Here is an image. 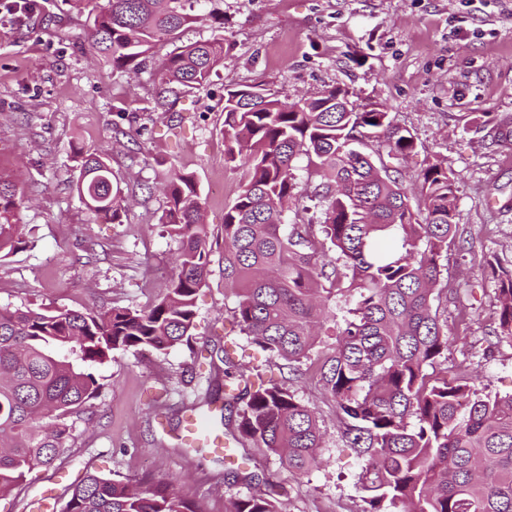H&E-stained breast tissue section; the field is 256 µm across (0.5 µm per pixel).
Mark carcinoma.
<instances>
[{
    "instance_id": "1",
    "label": "carcinoma",
    "mask_w": 512,
    "mask_h": 512,
    "mask_svg": "<svg viewBox=\"0 0 512 512\" xmlns=\"http://www.w3.org/2000/svg\"><path fill=\"white\" fill-rule=\"evenodd\" d=\"M88 11L89 54L125 73L197 22L202 0H74ZM224 66V38L194 42L160 63L163 85L195 88ZM224 164L243 170L224 212V288L247 341L295 380L325 392L344 447L365 461L360 512H512V395L482 392L448 360L444 261L455 242V174L438 159L419 172L413 208L401 171L375 159L377 141L404 159L415 137L383 106L361 112L328 87L286 103L259 85L224 97ZM73 183L91 220L116 222L127 197L108 153L72 149ZM305 161L320 221L287 223ZM160 217L178 243L165 294L145 309L0 308V497L49 468L74 439V422L100 392L94 367L116 352L191 344L196 296L206 285L210 232L196 182L172 170ZM23 197L0 178V252L15 249ZM498 295L497 337L512 341V262L486 260ZM342 301V322L330 305ZM325 336L335 337L328 343ZM224 406L240 438L305 473L323 463L315 412L284 382L255 381L224 354ZM62 512H204L169 481L90 473ZM227 512H282L273 486L234 497Z\"/></svg>"
}]
</instances>
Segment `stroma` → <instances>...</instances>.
Here are the masks:
<instances>
[{"label": "stroma", "instance_id": "obj_1", "mask_svg": "<svg viewBox=\"0 0 512 512\" xmlns=\"http://www.w3.org/2000/svg\"><path fill=\"white\" fill-rule=\"evenodd\" d=\"M199 12L130 75L89 56L87 14L70 0L0 16V173L24 190L21 242L0 257V306L83 311L159 297L178 244L159 222L164 197L155 186L173 168L194 176L212 242L192 344L121 352L98 367L92 421L77 420L64 456L1 497L0 512H30L47 491L60 510L91 473L174 481L205 512H225L245 492L213 449L176 439L198 397L223 383L224 356L281 377L234 329L235 299L224 288V211L242 182L241 170L224 164L231 87L259 85L294 102L336 86L359 107L383 105L416 140L405 164L411 198L424 163L444 161L457 177L459 226L448 252L452 292L440 307L448 362L467 363L486 393H512V342L495 335L497 294L484 267L492 253L512 258V148L492 142L512 134V0H205ZM214 12L223 24L212 22ZM218 36L229 50L208 85H159L162 58ZM75 145L109 150L115 181L133 196L119 222L89 220L69 183ZM294 390L325 431L323 465L299 474L251 441L237 454L276 485L284 512H358L362 460L342 446L319 384Z\"/></svg>", "mask_w": 512, "mask_h": 512}]
</instances>
